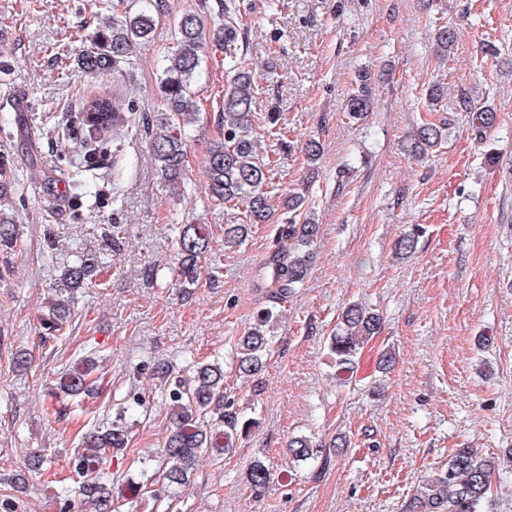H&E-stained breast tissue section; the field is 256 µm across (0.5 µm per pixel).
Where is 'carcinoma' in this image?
<instances>
[{"label":"carcinoma","instance_id":"carcinoma-1","mask_svg":"<svg viewBox=\"0 0 512 512\" xmlns=\"http://www.w3.org/2000/svg\"><path fill=\"white\" fill-rule=\"evenodd\" d=\"M155 11H124L112 15V30L95 33V47L78 55L81 73L95 75L122 74L131 65L133 50L151 40L155 29L154 13L161 12V0H154ZM217 13L219 22H209L208 15ZM235 0H216L215 6L204 5L196 12L184 14L175 27L174 43L164 56L160 75V92L164 112L147 124L151 159L162 179L178 183L186 167L187 130L198 119L193 85L201 73L202 63L210 50L221 51L227 61V80L224 85L222 111L219 118L224 126L222 139L210 144L206 156V192L211 200L227 205L243 202L250 223L265 222L271 215V198L266 191L268 176L254 161L252 138V108L261 88L249 69L238 57L239 30L236 25ZM457 41L456 30L446 23L437 25L434 34L436 54L444 61L451 56ZM371 76H361L356 94L347 100V112L360 118L370 108ZM458 111L473 113L476 129L485 132L494 127L497 113L489 106H476L460 94ZM54 122V131L60 140L80 139L89 166L108 154L119 151L122 139L130 136L136 125L132 101L116 95L90 94L82 98L73 115ZM112 132V140L105 133ZM444 125L425 121L420 124L410 150L418 156L426 155L446 138ZM304 198L288 197L286 233L297 241L298 248L273 265V281L284 296L304 283L310 269L311 246L319 225L304 212ZM17 238L14 220L0 213V246L12 249ZM180 265L178 276L185 285L198 281L202 261L207 259L209 239L197 224H183L177 241ZM94 263L86 259L65 271L61 286L76 288L88 278ZM73 302L58 298L43 318L45 330L56 332L71 315ZM274 313L268 312L259 325L239 340L238 370L251 375L263 364L268 345L266 325ZM378 314L357 305L346 309L341 325L331 339L336 365L341 369L354 366L360 350L377 333ZM65 387L69 394H87L93 390L88 374L81 371L67 373ZM168 399L172 403L173 430L165 443V453L152 473L142 471L145 482L136 485L134 493H147L148 484L161 475L171 484L183 485L189 481L198 454L218 447L217 433L207 420L213 414L224 422L223 435L229 438L237 432L235 413L224 405V370L214 365L199 367L191 383L180 380L169 383ZM126 431L121 427L104 432H91L83 437V451L69 459L77 479L71 485L60 487V493L78 495L89 512H112V492L101 477V467L112 458V453L125 445ZM289 451L295 462L312 458L309 440L304 437L290 441ZM506 482L512 480V450L503 463L487 459L474 448H458L448 459V465L436 470L423 480L410 500L406 512H490L493 501V476ZM269 478L268 467L261 461L251 464L248 479L260 488Z\"/></svg>","mask_w":512,"mask_h":512}]
</instances>
